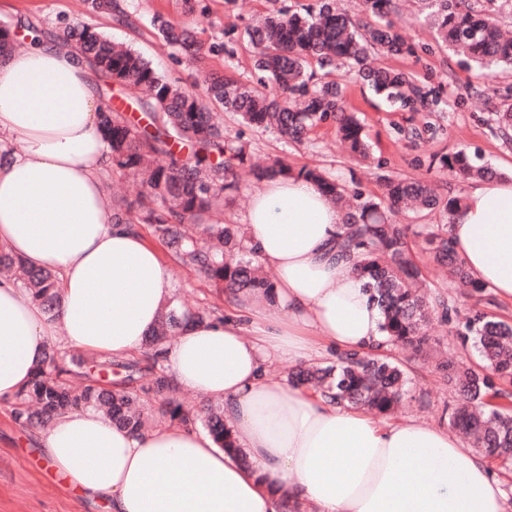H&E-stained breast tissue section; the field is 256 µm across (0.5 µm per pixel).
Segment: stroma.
<instances>
[{
    "instance_id": "1",
    "label": "stroma",
    "mask_w": 512,
    "mask_h": 512,
    "mask_svg": "<svg viewBox=\"0 0 512 512\" xmlns=\"http://www.w3.org/2000/svg\"><path fill=\"white\" fill-rule=\"evenodd\" d=\"M310 0H203L207 10L192 18L203 43L220 42L223 54L208 56L203 67L188 63L185 56H173L161 46L149 24L160 13L174 22L183 21L179 0H125L130 12L140 19L138 28H129L102 15L85 13L81 0H0V25L15 27L19 19H29L38 27L61 32L63 21L81 20L110 35L115 42L140 51L169 81L188 85L201 82L203 71H212L244 83L256 82L252 52L243 38L244 29L259 13L281 7L300 8ZM391 15L409 43L417 46L414 56L390 59V66L411 72L422 85L438 86L448 102L446 110L436 113L440 130L435 137L414 139L405 129L420 126V114L389 107L369 87L344 72L336 78L345 87V104L357 112L373 150L370 166L362 167L345 154L332 126L318 128L302 144L287 142L271 131H242L236 116L220 113L224 134H244L253 160H283L293 168L316 165L326 174L352 189L379 195L383 175L421 177L435 182L448 195L465 193L468 183L459 181L438 163L440 156L466 150L480 162L491 165L503 177L512 179V136L504 137L494 121V113L512 104V71L498 72L486 84H476L463 57L439 45L431 32L414 20L415 0H394ZM160 254L167 264L175 296L195 308L216 304L210 286L181 264L169 250ZM413 393L424 396L428 407L412 403L410 417L431 425L439 424L442 410L450 398L440 385L432 362H412ZM0 512H106L105 505L81 496L68 485L59 483L46 466L33 429L16 423L12 405L0 402Z\"/></svg>"
}]
</instances>
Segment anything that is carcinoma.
I'll use <instances>...</instances> for the list:
<instances>
[{"instance_id":"1","label":"carcinoma","mask_w":512,"mask_h":512,"mask_svg":"<svg viewBox=\"0 0 512 512\" xmlns=\"http://www.w3.org/2000/svg\"><path fill=\"white\" fill-rule=\"evenodd\" d=\"M477 8L467 0H418L416 21L435 30L445 46L460 50L482 83L500 69H512V38L499 24L497 3L484 0ZM94 15H115L133 25L117 0H86ZM393 0H362L363 17L353 19L337 0H316L312 7L291 12L276 9L247 28L256 50L255 69L278 86H250L216 73L204 77L206 97L183 89L162 76L135 49L114 43L112 37L83 23L67 24L63 37L89 57L104 84L144 89L140 101L145 124L134 123L110 105L101 106L103 135L109 145L111 171L142 175V190L133 199L120 197L112 207L117 223L146 224L153 236L209 284L218 295L246 291L269 294L272 279L246 243L239 224L212 219L220 214L224 196L238 190V171L246 168L248 143L237 136L224 137L212 107L233 113L250 129L269 130L286 140L303 142L311 131L331 124L350 155L369 156V144L358 115L347 110L344 89L332 77L340 62L348 73L366 83L375 94L410 112H435L441 99L432 89L418 85L414 76L387 66L373 67L374 54L398 57L417 53L414 45L388 19ZM151 24L168 47L195 58L201 51L217 55L224 44L204 47L187 22L176 23L161 15ZM324 70L314 79L307 73L310 61ZM441 167L465 181L492 178L496 170L476 166L466 151L439 159ZM288 163L276 160L268 167L251 166L255 182L271 171L287 173ZM298 173L317 182L333 200L340 201L348 187L329 179L317 168ZM382 196L354 192L355 205L344 213L339 252L354 261L364 288L379 307L382 331L391 347L429 354L433 317L450 324V336L461 355L443 357L435 364L456 399L445 408L442 420L462 432L479 454L512 466V324L497 319L476 305L465 311L448 306V299L430 291L419 255L427 263L448 271L462 293L484 300L487 287L469 273L464 259L452 246L450 227L463 197L444 196L418 178L384 176ZM438 212L441 224H399L392 216L401 210ZM0 267L32 298L53 311L60 301V285L48 271L27 270L0 247ZM217 311L203 306L192 312L175 304L167 307L158 327L149 335L143 358L70 360L50 347L32 380L12 403L14 420L43 427L52 416L94 409L132 433L150 428L148 410L171 423L198 425L209 431L218 445L235 451L243 464L247 455L224 421V406L196 409L180 403L177 388L164 366V346L182 324L209 322ZM288 382L322 392L338 404H348L380 417L394 415L403 405L412 383L407 361L389 353L361 356L337 355L336 362L303 364L288 374Z\"/></svg>"}]
</instances>
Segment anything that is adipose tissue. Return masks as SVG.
I'll return each mask as SVG.
<instances>
[{
  "mask_svg": "<svg viewBox=\"0 0 512 512\" xmlns=\"http://www.w3.org/2000/svg\"><path fill=\"white\" fill-rule=\"evenodd\" d=\"M93 74L60 38L0 59V143H24L0 158V246L29 270L51 271L62 291L50 314L0 278L1 401L55 342L102 362L140 356L174 297L159 252L112 219ZM243 222L276 273L272 297L243 292L225 302L223 320L185 324L165 365L179 389L223 403L251 467L202 428L135 435L92 409L59 414L41 431L50 466L111 512H281L284 495L318 512H505L488 460L447 429L374 419L268 379L276 360L370 351L383 339L382 316L336 254L343 215L316 183L263 179ZM451 235L472 275L512 305V181H474ZM273 303L287 307V321L268 318Z\"/></svg>",
  "mask_w": 512,
  "mask_h": 512,
  "instance_id": "obj_1",
  "label": "adipose tissue"
}]
</instances>
